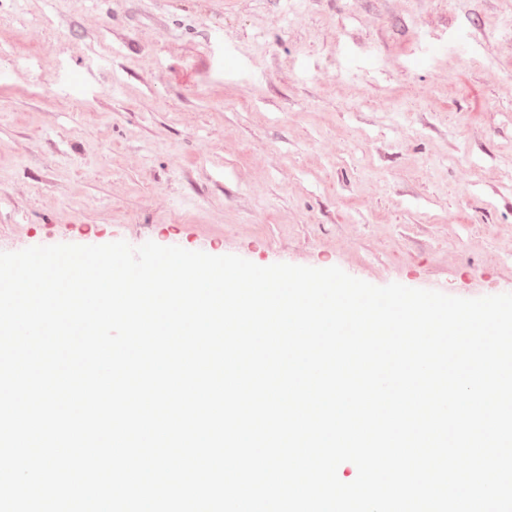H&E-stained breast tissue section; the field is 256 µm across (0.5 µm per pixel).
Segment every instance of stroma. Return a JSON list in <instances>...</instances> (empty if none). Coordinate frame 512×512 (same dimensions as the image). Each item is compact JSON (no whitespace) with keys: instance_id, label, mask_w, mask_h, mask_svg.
Masks as SVG:
<instances>
[{"instance_id":"35a3bbf8","label":"stroma","mask_w":512,"mask_h":512,"mask_svg":"<svg viewBox=\"0 0 512 512\" xmlns=\"http://www.w3.org/2000/svg\"><path fill=\"white\" fill-rule=\"evenodd\" d=\"M118 240L512 293V0H0V251Z\"/></svg>"}]
</instances>
